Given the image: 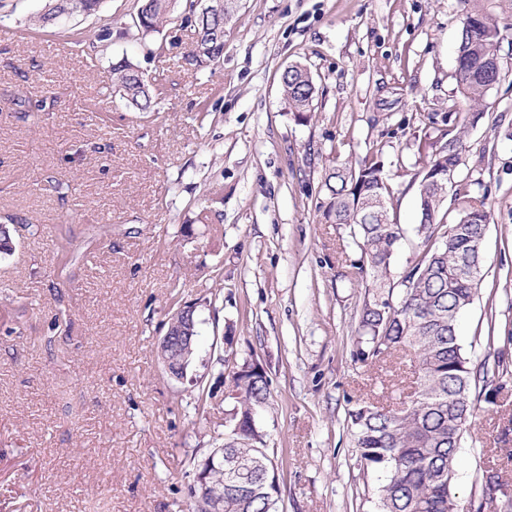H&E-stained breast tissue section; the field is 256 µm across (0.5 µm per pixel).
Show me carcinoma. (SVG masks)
Returning a JSON list of instances; mask_svg holds the SVG:
<instances>
[{
  "label": "carcinoma",
  "instance_id": "1",
  "mask_svg": "<svg viewBox=\"0 0 512 512\" xmlns=\"http://www.w3.org/2000/svg\"><path fill=\"white\" fill-rule=\"evenodd\" d=\"M179 0H141L134 24L143 33L157 31L173 15ZM473 0L466 9L458 39L454 74L456 93L465 107L460 128L446 129L435 149L414 175L418 180V228L421 255L400 282L398 303L379 305L377 297L386 287L381 274L387 272L402 231L392 222L387 197L390 187L384 163L374 156L355 167H335L324 182L328 199L325 221L350 227L360 244L362 262L378 275L376 292L364 302L360 315L362 336L359 360L384 363L397 352L418 367L413 398L397 407L363 402L348 411L360 462L383 474L379 486L380 512H460L453 489L457 451L468 423L482 409L471 400V392L491 383L489 373H498L488 363L472 367L456 335L457 316L473 301L482 264V244L490 220L487 198L462 185L455 192V219L448 223V190L429 180L436 171H457L465 164L464 133L482 118L481 107L488 92L499 81L503 63L490 68L498 58L503 28ZM197 39L203 53H188L196 67L219 61L224 53V18L190 8ZM112 86L140 112L152 111L159 96L142 72L127 58L112 64ZM283 95L291 111H312L316 86L311 71L300 63L281 73ZM15 250L12 229L0 224V257ZM176 341L173 356L189 360L197 350L198 326L190 324ZM236 396L234 424L259 440L251 426L252 411L267 400L268 383L262 372L245 369ZM268 458L263 448L239 443L224 448V470L211 473L210 484L224 492V512H271L274 487L268 478Z\"/></svg>",
  "mask_w": 512,
  "mask_h": 512
}]
</instances>
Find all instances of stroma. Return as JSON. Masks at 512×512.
<instances>
[{
  "label": "stroma",
  "mask_w": 512,
  "mask_h": 512,
  "mask_svg": "<svg viewBox=\"0 0 512 512\" xmlns=\"http://www.w3.org/2000/svg\"><path fill=\"white\" fill-rule=\"evenodd\" d=\"M46 2L0 0L15 32L0 41V224L16 244L0 258V512H193L200 464L233 439L225 376L248 363L268 381L256 425L276 512H379L383 475L347 421L388 396L354 355L373 274L349 227L325 222L323 184L381 157L399 283L421 252L419 149L460 107L463 0H237L224 55L202 70L183 14L146 37L137 0H104L32 26ZM481 4L506 36L456 175L491 207L457 336L472 364L501 355L508 384L462 439L464 508L489 468L512 489V0ZM124 56L160 87L153 111L113 91ZM295 62L316 84L305 116L281 90ZM176 299L199 321L181 381L156 356Z\"/></svg>",
  "instance_id": "35a3bbf8"
}]
</instances>
